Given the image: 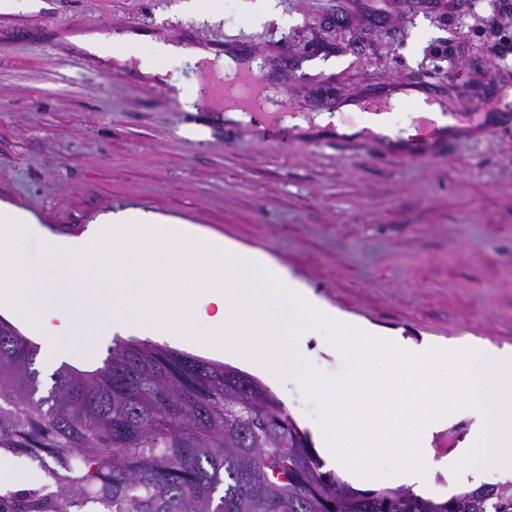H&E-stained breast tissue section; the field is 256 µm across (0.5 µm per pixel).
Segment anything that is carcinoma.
<instances>
[{"label": "carcinoma", "instance_id": "cac0c4a2", "mask_svg": "<svg viewBox=\"0 0 512 512\" xmlns=\"http://www.w3.org/2000/svg\"><path fill=\"white\" fill-rule=\"evenodd\" d=\"M36 355L0 319V450L42 473L0 488V512H512V482L446 500L352 487L268 388L221 363L121 341L43 393Z\"/></svg>", "mask_w": 512, "mask_h": 512}]
</instances>
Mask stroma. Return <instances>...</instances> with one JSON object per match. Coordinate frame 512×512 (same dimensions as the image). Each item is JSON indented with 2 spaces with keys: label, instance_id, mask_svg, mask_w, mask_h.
Returning a JSON list of instances; mask_svg holds the SVG:
<instances>
[{
  "label": "stroma",
  "instance_id": "stroma-1",
  "mask_svg": "<svg viewBox=\"0 0 512 512\" xmlns=\"http://www.w3.org/2000/svg\"><path fill=\"white\" fill-rule=\"evenodd\" d=\"M0 12V201L49 235L139 208L259 252L341 315L420 344L512 346V0H223L215 19L180 0H45ZM252 11V12H253ZM138 31L186 49L264 60L256 92L285 113H340L418 90L459 123L425 134L392 111L397 143L291 125L284 147L201 99L185 111L139 71L73 37ZM342 67L300 75L313 59Z\"/></svg>",
  "mask_w": 512,
  "mask_h": 512
}]
</instances>
